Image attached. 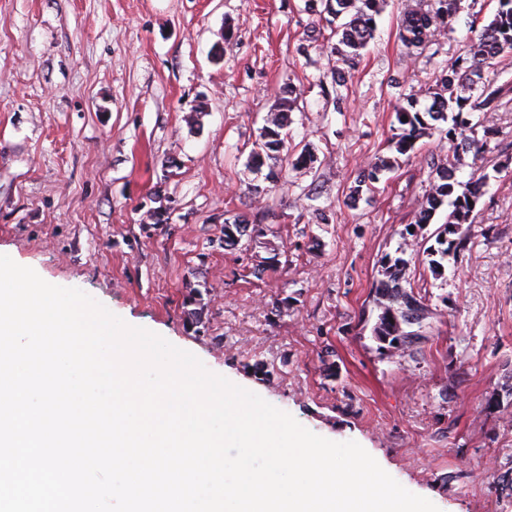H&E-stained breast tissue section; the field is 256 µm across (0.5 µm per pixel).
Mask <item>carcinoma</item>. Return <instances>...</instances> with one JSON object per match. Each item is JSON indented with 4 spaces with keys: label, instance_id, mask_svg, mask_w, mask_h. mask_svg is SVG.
<instances>
[{
    "label": "carcinoma",
    "instance_id": "cac0c4a2",
    "mask_svg": "<svg viewBox=\"0 0 512 512\" xmlns=\"http://www.w3.org/2000/svg\"><path fill=\"white\" fill-rule=\"evenodd\" d=\"M385 0H305L304 10L330 26L325 48L336 56V67L330 72L336 90L348 88L349 72L356 60L373 38L376 16L383 8ZM461 0H427L426 7L403 8L399 24L398 38L407 47L424 50L435 44V35L445 33L460 9ZM471 36L467 38L462 51L451 60L435 77L434 83L425 89L432 103L422 108L414 94L401 97L395 110L397 127L389 139V154L380 156L357 174L350 187L348 198L353 201L363 199L375 189V184L400 165L401 157L414 154L416 142L428 134L432 123L451 121L445 130L451 155L432 163L433 180L430 188L418 205L415 223L427 224L446 199H451L450 209L444 228L437 235L439 248L431 251L434 259L430 268L434 275L441 274L442 260L449 253L464 250L469 238L461 234L464 224H470L481 196V181L478 177L472 185L461 193H456L459 182L456 172L466 155L478 157L489 150L488 135L492 131L490 120L473 124L465 114L469 112L497 111L499 90L486 83V72L498 60L512 53V0H498L493 17L485 24L474 18L470 24ZM297 108V98L290 97L280 105L278 111L269 116L268 125L263 129L258 143V151L252 155L255 166L262 164L266 156L280 162L297 166L309 158L299 154L290 160L288 154V113ZM483 134H478V131ZM250 219L245 214H237L224 219V249L232 250L239 246L241 239L231 231L247 227ZM405 260L397 257L384 258L382 275L374 285V304L377 310L371 328L374 339L388 344V348L403 356L419 342L421 334L409 328L406 317L416 308L424 310L414 292L405 285Z\"/></svg>",
    "mask_w": 512,
    "mask_h": 512
}]
</instances>
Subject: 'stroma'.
<instances>
[{
	"label": "stroma",
	"mask_w": 512,
	"mask_h": 512,
	"mask_svg": "<svg viewBox=\"0 0 512 512\" xmlns=\"http://www.w3.org/2000/svg\"><path fill=\"white\" fill-rule=\"evenodd\" d=\"M400 3L377 16L340 101L317 84L335 60L312 47L311 30H330L304 0H0V254L314 434L359 443L440 512H512V167L496 169L512 156V55L488 74L491 150L456 173L487 178L469 245L433 275L448 210L414 216L447 140L421 138L369 201L350 206L348 188L385 154L399 97L430 84L497 0H462L436 54L398 40ZM291 93L288 147L312 161L258 198L247 161ZM263 210L262 233L223 250L225 214ZM401 254L427 317L400 357L368 323L380 260Z\"/></svg>",
	"instance_id": "obj_1"
}]
</instances>
